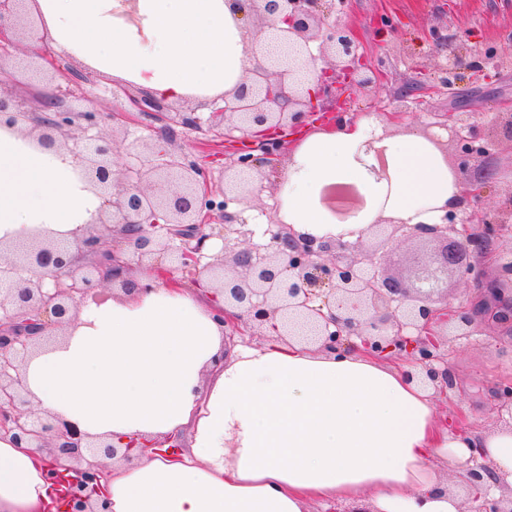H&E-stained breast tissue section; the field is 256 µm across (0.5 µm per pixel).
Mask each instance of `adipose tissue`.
Returning <instances> with one entry per match:
<instances>
[{"mask_svg": "<svg viewBox=\"0 0 512 512\" xmlns=\"http://www.w3.org/2000/svg\"><path fill=\"white\" fill-rule=\"evenodd\" d=\"M55 49L115 81L179 102L233 90L263 59L232 0H34ZM386 163V176L376 168ZM280 216L296 237L353 244L371 224H434L464 187L435 143L391 136L372 118L307 135L280 173ZM362 203L336 210V193ZM101 199L72 155L0 123V244L75 243ZM87 303L21 369L31 403L76 422L87 440L181 436L179 460L112 464L109 512H308L335 500L368 512H461L440 476L482 448L512 486V430L449 432L434 390L409 366L320 351L273 335L229 343L224 299L206 278ZM50 455L0 437V512H60Z\"/></svg>", "mask_w": 512, "mask_h": 512, "instance_id": "obj_1", "label": "adipose tissue"}]
</instances>
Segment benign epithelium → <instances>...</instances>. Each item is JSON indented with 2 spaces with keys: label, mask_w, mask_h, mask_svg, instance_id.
<instances>
[{
  "label": "benign epithelium",
  "mask_w": 512,
  "mask_h": 512,
  "mask_svg": "<svg viewBox=\"0 0 512 512\" xmlns=\"http://www.w3.org/2000/svg\"><path fill=\"white\" fill-rule=\"evenodd\" d=\"M29 0H0V65L4 54L16 47L15 38L36 47L44 64L55 74V84L41 97V112L28 109L24 99L0 96V117L10 126L28 124L25 132L44 147H64L55 136L81 120L82 138L71 152L103 197L98 221L79 242L85 265L74 266L69 251L33 238L0 255V433L8 434L24 448H47L65 456L71 465L57 474L63 487L64 512H108L107 501L93 498L106 477L107 460L156 454L176 456L181 439L169 436L157 447L123 448L105 442L81 446L84 435L78 425L48 411L28 408L20 367L39 334L47 327L63 329L76 317L91 291L105 283L121 282L125 291H147L151 284L124 280L121 275L137 263L165 272L176 285V272L205 275L214 290L224 294V308L217 315L231 332L251 326L275 328L279 335L323 349H349V337L360 340L372 357L408 351L414 356L419 378L440 392L454 380L440 354L443 326L466 328L474 319L493 312L503 294L501 288H482L479 305L448 308V274L468 278L491 247L493 225L512 223V194L493 214L454 208L443 222L409 225L378 222L371 232L402 242L434 244L431 254L416 259L409 276L389 273L384 259L358 242L343 244L296 238L288 225L269 223L265 241L254 240L247 225L246 195L252 174L268 159L285 149L283 133L308 125L316 112L340 106L346 92L366 88L372 79L364 74L354 34L345 26L327 21L325 0H235L237 11L252 25L259 43L275 39L283 49L266 62L246 71L235 89L209 100L212 113L223 116L218 129L211 120L196 116L194 109H180L144 90L112 88L108 117L125 127L145 126L149 120L164 123L160 139L174 141L175 127L194 134L205 145L211 138L224 139L233 155L234 173L224 190L214 192L203 165L157 144L150 157L137 167L114 160L115 140L96 132L100 113L75 114L63 106L70 95L73 71L50 50L47 30L34 24L27 13ZM317 42V50L310 43ZM460 152L471 172L462 200H478L490 179L481 162L495 142L477 135L466 112H450ZM247 136L238 146L234 132ZM224 222V233L248 237L245 246L233 249L231 263L209 258L206 243L211 223ZM498 278L512 275V248L496 252ZM43 273L33 278L35 269ZM53 287H45V279ZM73 471L76 476L68 475ZM469 487L466 512H512V497H490V484L498 483L490 466L481 462L465 475Z\"/></svg>",
  "instance_id": "7a95c632"
}]
</instances>
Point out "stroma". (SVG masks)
I'll list each match as a JSON object with an SVG mask.
<instances>
[{"instance_id": "obj_1", "label": "stroma", "mask_w": 512, "mask_h": 512, "mask_svg": "<svg viewBox=\"0 0 512 512\" xmlns=\"http://www.w3.org/2000/svg\"><path fill=\"white\" fill-rule=\"evenodd\" d=\"M332 10L339 24L357 33L364 63L382 70L379 81L351 91L348 117L371 115L391 135H432L446 151L448 162L457 165L462 157L455 131L441 126L440 120L448 112H469L477 132L496 143L488 161L496 179L474 207L484 212L498 210L512 195V134L506 129L512 117V0H346ZM485 49L496 52L503 67L487 74L470 70L473 53ZM65 61L82 75L65 101L68 109L80 112L91 107L109 112L111 80L74 56H66ZM445 67L457 68L459 74L450 90L437 82ZM52 82L38 56L17 49L0 75V93L26 95L35 110L38 93ZM414 82L420 87L416 103L410 104L402 120H389L397 93ZM286 161L283 155L269 160L265 178L255 182L256 202L266 210L263 222L280 219L278 175ZM441 352L447 357L455 387L436 396L439 413L450 421L465 415L472 430H498L493 390L512 384V329L480 318L472 336L448 337Z\"/></svg>"}]
</instances>
